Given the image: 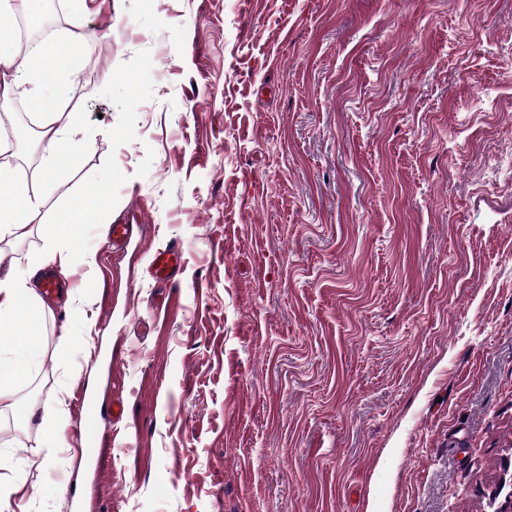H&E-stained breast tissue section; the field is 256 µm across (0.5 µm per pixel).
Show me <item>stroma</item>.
<instances>
[{
  "mask_svg": "<svg viewBox=\"0 0 512 512\" xmlns=\"http://www.w3.org/2000/svg\"><path fill=\"white\" fill-rule=\"evenodd\" d=\"M60 4L85 17L61 103L88 138L54 167L37 130L8 141L47 221L0 239L4 271L74 259L16 383L29 414L0 411L26 512H496L512 0ZM81 205L76 238L48 243ZM167 246L182 264L158 283ZM181 260V253L175 248L156 250L151 259L153 278L156 281L171 279L180 268ZM64 430L65 425L58 421L45 428L43 440L37 447L45 463L55 461V450L62 439Z\"/></svg>",
  "mask_w": 512,
  "mask_h": 512,
  "instance_id": "35a3bbf8",
  "label": "stroma"
}]
</instances>
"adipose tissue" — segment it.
Segmentation results:
<instances>
[{"label":"adipose tissue","instance_id":"1","mask_svg":"<svg viewBox=\"0 0 512 512\" xmlns=\"http://www.w3.org/2000/svg\"><path fill=\"white\" fill-rule=\"evenodd\" d=\"M67 45L50 40L32 56L28 83L0 82V96H23L31 85H53L76 77L80 63L81 21H74ZM39 112L41 139L44 148L58 160H74L84 140L73 130L58 101L50 97L34 98ZM40 197L25 181L18 179L9 163H0V238L22 236L28 225L44 221ZM41 262H34L22 274H0V337L10 338L16 355L0 359V405L14 404L15 383L24 372L41 362L45 355L39 330V317L45 304L34 287V280L41 269Z\"/></svg>","mask_w":512,"mask_h":512}]
</instances>
